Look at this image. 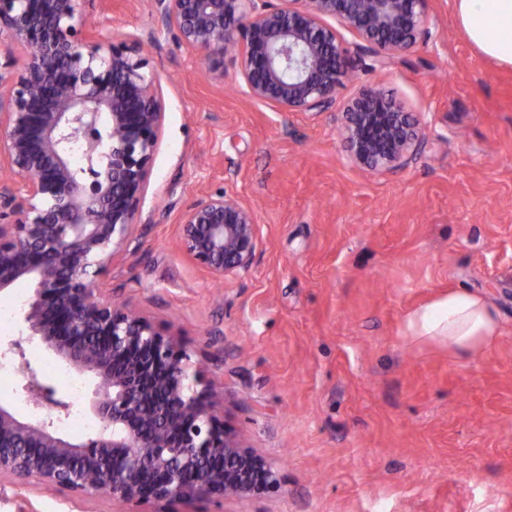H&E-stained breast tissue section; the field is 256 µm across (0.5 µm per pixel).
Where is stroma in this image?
<instances>
[{"label": "stroma", "mask_w": 512, "mask_h": 512, "mask_svg": "<svg viewBox=\"0 0 512 512\" xmlns=\"http://www.w3.org/2000/svg\"><path fill=\"white\" fill-rule=\"evenodd\" d=\"M425 32L377 62L348 29L353 69L325 112H279L244 95L240 59L204 76L162 32L152 0H104L101 39L157 33L149 68L165 100L137 222L99 279L178 335L214 384L225 426L277 466L276 492L129 506L41 486L7 487L0 512H512V68L466 38L454 0H429ZM383 89L424 143L402 169L354 166L348 101ZM224 192L256 213L248 271L215 280L183 254L179 223ZM465 287L501 312L500 342L474 361L410 343L408 314ZM41 377L96 385L37 344Z\"/></svg>", "instance_id": "1"}]
</instances>
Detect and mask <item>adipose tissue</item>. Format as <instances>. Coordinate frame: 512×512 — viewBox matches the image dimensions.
<instances>
[{"label": "adipose tissue", "mask_w": 512, "mask_h": 512, "mask_svg": "<svg viewBox=\"0 0 512 512\" xmlns=\"http://www.w3.org/2000/svg\"><path fill=\"white\" fill-rule=\"evenodd\" d=\"M455 12L465 36L483 55L512 67V0H455ZM405 332L412 342L447 346L451 358L474 360L498 344L502 324L486 297L454 288L413 311Z\"/></svg>", "instance_id": "obj_1"}]
</instances>
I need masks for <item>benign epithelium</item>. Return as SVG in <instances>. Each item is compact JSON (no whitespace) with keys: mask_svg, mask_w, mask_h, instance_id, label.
Returning <instances> with one entry per match:
<instances>
[{"mask_svg":"<svg viewBox=\"0 0 512 512\" xmlns=\"http://www.w3.org/2000/svg\"><path fill=\"white\" fill-rule=\"evenodd\" d=\"M98 0H0V292L35 283L25 340L0 342L31 414L0 402V481L32 480L126 505L252 498L280 487L279 469L224 426L210 385L167 329L104 300L97 277L137 221L165 119L148 71L154 36L92 35ZM163 28L195 50L205 75L224 50L241 57L245 95L279 112H324L351 70L339 19L382 61L413 47L429 0H154ZM350 161L403 168L423 144L412 113L383 90L342 112ZM184 254L217 280L248 270L257 220L223 192L192 203L179 227ZM39 341L97 380L103 421L88 441L59 431L69 402L23 359Z\"/></svg>","mask_w":512,"mask_h":512,"instance_id":"benign-epithelium-1","label":"benign epithelium"}]
</instances>
